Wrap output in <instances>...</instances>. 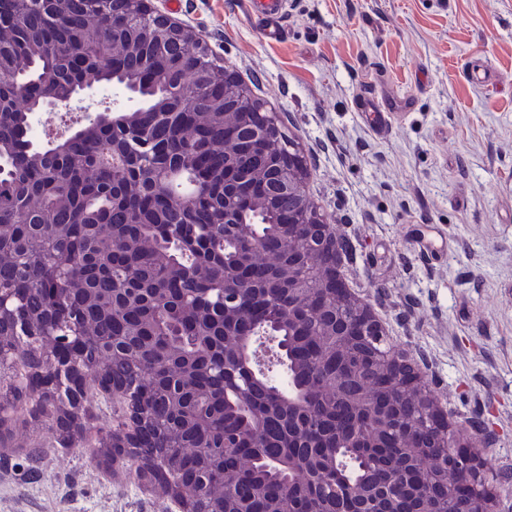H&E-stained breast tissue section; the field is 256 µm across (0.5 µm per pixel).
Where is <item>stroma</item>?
<instances>
[{"instance_id":"35a3bbf8","label":"stroma","mask_w":512,"mask_h":512,"mask_svg":"<svg viewBox=\"0 0 512 512\" xmlns=\"http://www.w3.org/2000/svg\"><path fill=\"white\" fill-rule=\"evenodd\" d=\"M266 43L246 0H153L282 113L343 273L391 342L424 356L450 421L512 472V0H285ZM376 98L381 112L360 111ZM0 512H178L84 441L0 452Z\"/></svg>"}]
</instances>
